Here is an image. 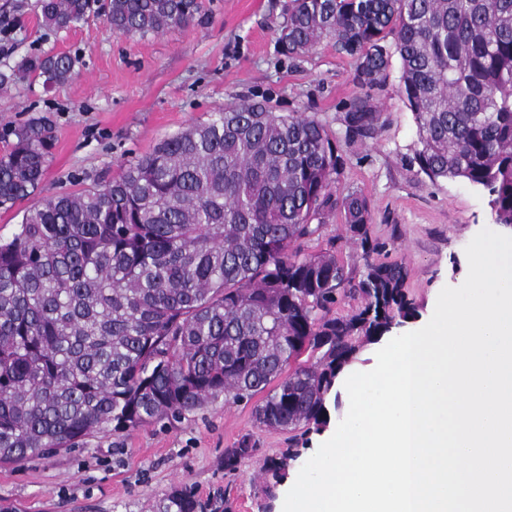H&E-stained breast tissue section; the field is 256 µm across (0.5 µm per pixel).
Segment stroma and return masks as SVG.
Listing matches in <instances>:
<instances>
[{
    "label": "stroma",
    "instance_id": "stroma-1",
    "mask_svg": "<svg viewBox=\"0 0 512 512\" xmlns=\"http://www.w3.org/2000/svg\"><path fill=\"white\" fill-rule=\"evenodd\" d=\"M288 0H214L206 25L162 35L119 37L102 17L51 32L38 20L37 0H0V26L12 23L13 48L0 54V71L31 54L76 56L74 78L52 91L25 78L0 89V131L35 116L49 117L56 145L33 196L0 209V235L10 236L39 199L120 173L160 140L243 99L268 100L277 112L315 115L344 158L338 195L357 191L371 206L370 231L387 258L407 268L405 288L426 315L433 297L466 279L465 248L476 228L491 223L487 194L459 179L431 180L414 162L418 147L412 114L399 91V72L370 95L381 111L373 137L349 138L341 117L362 90L355 63L322 43L300 58L281 53L276 30ZM333 249L361 271V248L331 214L303 250ZM253 433L257 454L231 476L224 451ZM288 435L255 425L251 407L223 400L172 423L129 433L100 432L81 448L0 464V512H158L174 488H193L212 512H279L267 499L260 469L284 452Z\"/></svg>",
    "mask_w": 512,
    "mask_h": 512
}]
</instances>
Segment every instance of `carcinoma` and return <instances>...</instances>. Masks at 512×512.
Returning a JSON list of instances; mask_svg holds the SVG:
<instances>
[{"label": "carcinoma", "mask_w": 512, "mask_h": 512, "mask_svg": "<svg viewBox=\"0 0 512 512\" xmlns=\"http://www.w3.org/2000/svg\"><path fill=\"white\" fill-rule=\"evenodd\" d=\"M213 0H38L59 31L94 15L113 34L161 35L205 24ZM356 60L373 89L399 63L400 92L417 128L415 160L428 177L488 193L494 223L512 226V0H289L282 52L323 40ZM78 58L27 55L0 87L32 77L66 84ZM346 135L380 122L369 95L342 116ZM0 209L33 194L55 147L52 122L7 131ZM344 168L325 125L265 102L228 104L162 139L119 175L42 199L0 237V464L79 448L117 432L179 421L210 400L254 407L257 426L307 442L330 422L336 374L362 344L415 317L401 263L366 261L360 278L330 250L302 252L329 216L365 257L368 199L335 194ZM352 294L363 305L332 315ZM258 443L224 450L237 471ZM299 449L262 467L273 499ZM177 488L160 512H205Z\"/></svg>", "instance_id": "cac0c4a2"}]
</instances>
